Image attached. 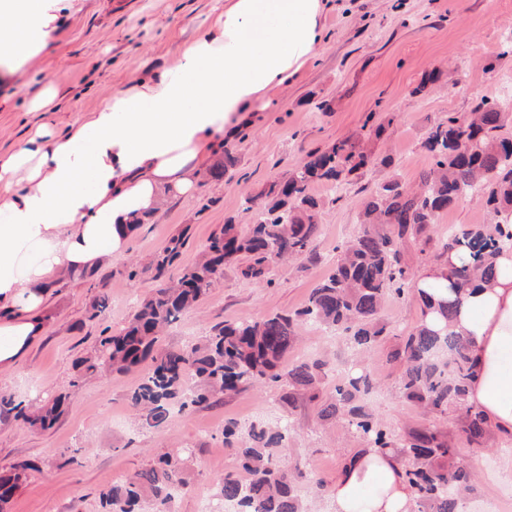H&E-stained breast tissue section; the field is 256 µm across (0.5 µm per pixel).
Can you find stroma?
<instances>
[{"mask_svg":"<svg viewBox=\"0 0 512 512\" xmlns=\"http://www.w3.org/2000/svg\"><path fill=\"white\" fill-rule=\"evenodd\" d=\"M224 0H51L45 21L46 46L26 64L10 69L0 55V156L15 151L43 123L64 128L107 103L113 93L139 79L175 67L183 44L194 38ZM322 52L280 93L271 108L256 112L234 142L237 161L224 178L201 176L196 191L169 197L134 236L127 253L83 274L64 279L46 306L50 315L41 339L13 372L0 375V394L30 403L68 388L77 361L90 357L103 329L123 327L139 302L195 265L209 239L228 218L240 230L249 220L247 197L267 190L308 153L356 135L363 125L385 124L381 138L363 140L371 163L343 182L338 197L324 186L312 192L323 205L317 215L313 257L271 264L264 281L243 276L247 258L224 267V278L161 336L159 349H179L212 328L272 312L301 310L342 250L361 230L362 204L378 186L415 185L430 164L422 146L432 124L455 113L466 115L482 100L512 97V54L501 45L512 35V0H333L325 15ZM494 71H487V64ZM443 68L444 86L413 95L425 71ZM57 92L49 112H31L29 100L46 87ZM329 111L318 110L320 102ZM181 238L178 259L157 270L156 259L173 238ZM106 295L108 307L92 316V302ZM411 296L388 294L378 316L381 342L359 358L345 337L306 325L293 358L321 360L327 367L319 388L333 393L342 361L363 362L375 381L360 403L398 439L429 424L415 402L399 391L400 364L387 355L419 320ZM142 370L87 378L63 415L48 430L0 422V470L32 461L33 472L10 504V512H99L98 489L144 468L157 454L192 449L189 486L174 512H199L200 490L240 469L236 451L224 443V425L247 426L285 417L294 431L280 450L326 487L314 494L302 484V498L316 512H332L329 486L349 453L364 447L335 419L319 415L318 402L301 396L287 403L285 383H268L224 395L216 402L172 414L158 428L135 423L129 395ZM478 453L481 476L465 512H512V478L492 482L512 441L490 433Z\"/></svg>","mask_w":512,"mask_h":512,"instance_id":"1","label":"stroma"}]
</instances>
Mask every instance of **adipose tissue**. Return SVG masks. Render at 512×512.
<instances>
[{
	"mask_svg": "<svg viewBox=\"0 0 512 512\" xmlns=\"http://www.w3.org/2000/svg\"><path fill=\"white\" fill-rule=\"evenodd\" d=\"M329 0H224L175 69L140 79L80 122L42 124L0 158V374L46 330L50 288L122 255L164 197L205 165L321 53ZM45 0H0V51L28 62L50 37ZM448 324L469 341L466 402L512 439V252ZM334 512H412L401 461L365 448L331 491Z\"/></svg>",
	"mask_w": 512,
	"mask_h": 512,
	"instance_id": "ef3b65f1",
	"label": "adipose tissue"
}]
</instances>
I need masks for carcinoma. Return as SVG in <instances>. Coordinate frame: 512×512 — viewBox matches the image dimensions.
I'll return each instance as SVG.
<instances>
[{"label":"carcinoma","mask_w":512,"mask_h":512,"mask_svg":"<svg viewBox=\"0 0 512 512\" xmlns=\"http://www.w3.org/2000/svg\"><path fill=\"white\" fill-rule=\"evenodd\" d=\"M510 121L512 115L487 99L465 118L450 113L434 123L424 141L431 164L417 186L391 182L377 190L364 205L363 230L343 248L302 310L226 324L182 349L157 350L162 330L194 309L224 275L225 260L247 257L250 264L242 274L258 278L266 263L313 254L320 202L311 188L338 184L344 173L370 163L371 155L351 139L307 155L286 179L271 185L265 199H247L245 211L252 214V224L246 233L227 221L209 239L201 261L145 299L119 332L101 336L94 355L82 360L85 368L69 388L78 389L90 372H125L144 364L146 372L130 402L142 425L149 428L164 424L176 409L183 411L226 392L281 380L288 384V400L298 391L317 400L318 375L325 363L284 364L300 340L301 327L313 323L344 329L352 332L351 341L359 351L372 350L384 332L376 319L385 296L391 291L403 293L402 285L411 277L401 262L406 241L439 232L440 214L468 195L486 199L495 214L512 210V138L498 136ZM235 162L232 149L226 148L224 160L209 174L222 178ZM507 245L512 246V227L492 222L441 234L430 264L457 250L466 251L469 261L448 267L454 297L435 303L418 292L420 320L392 354L393 360L404 365L403 395L437 416L461 412L457 441L470 447L483 446L490 426L479 411L466 405L472 376L468 341L458 333L426 327L425 319L435 310L451 321L476 278L486 282L495 278V257ZM370 386L365 371L346 379L336 388V397L325 401L320 416L342 420L368 447L399 457L417 512H463L464 498L473 490L474 467L459 458V449L434 423L405 439L394 438L374 414L358 404ZM64 399L60 394L27 407L1 394L0 419L48 429ZM288 435L287 424H253L244 430L231 422L224 427V443L237 449L247 478L232 472L220 478L212 495L217 512H223L226 501L236 504L240 512H303L296 487L308 475L279 455ZM34 469V464L25 462L0 473V512H7L28 471ZM188 482V456L164 453L122 482L102 489L99 503L103 512H173V501Z\"/></svg>","instance_id":"carcinoma-1"}]
</instances>
